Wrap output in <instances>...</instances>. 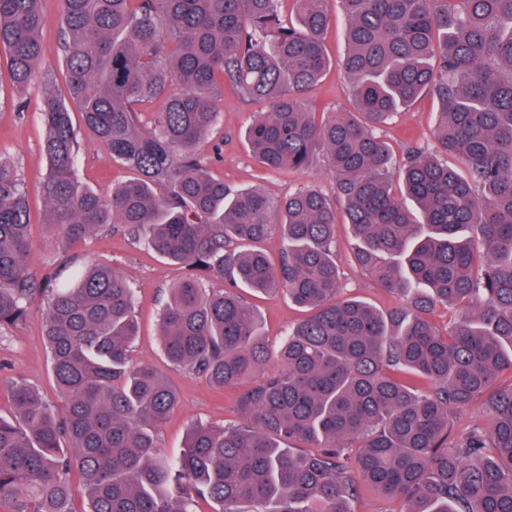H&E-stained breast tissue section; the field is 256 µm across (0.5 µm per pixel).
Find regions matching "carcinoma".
<instances>
[{
  "label": "carcinoma",
  "instance_id": "carcinoma-1",
  "mask_svg": "<svg viewBox=\"0 0 512 512\" xmlns=\"http://www.w3.org/2000/svg\"><path fill=\"white\" fill-rule=\"evenodd\" d=\"M282 2L60 0L64 98L39 69L41 0H0L13 87L42 91L49 242L65 251L123 225L185 270L159 316L168 366L220 395L252 381L239 422H198L178 459L161 454L180 398L162 371L132 364L134 288L94 261L64 283L42 274L24 177L0 154V327L42 310L60 398L8 382L9 512H76L79 491L85 512H196L198 498L220 512H353L363 486L401 512H512V383H500L512 371V0H336L352 110L320 114L306 94L329 66L328 0H292L288 17ZM226 84L268 106L244 131L254 157L320 166L335 197L307 185L272 199L212 174L194 149ZM160 97L164 111H144ZM424 97L438 106L436 149L409 145L399 162L381 127ZM71 104L134 180L103 193L77 179ZM340 222L355 265L405 305L383 314L341 296ZM275 228L276 265L260 247ZM245 289L308 312L274 352ZM438 305L463 309L444 334L428 319ZM477 402L486 427L453 435Z\"/></svg>",
  "mask_w": 512,
  "mask_h": 512
}]
</instances>
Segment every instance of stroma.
<instances>
[{"label":"stroma","mask_w":512,"mask_h":512,"mask_svg":"<svg viewBox=\"0 0 512 512\" xmlns=\"http://www.w3.org/2000/svg\"><path fill=\"white\" fill-rule=\"evenodd\" d=\"M332 22L325 35V49L332 62L323 81L309 95V103L318 112H346L351 108V89L340 76L339 63L345 54L344 18L339 9H332ZM219 123L214 131L200 141L195 152L208 162L214 176L225 185L237 189L257 185L267 194L279 197L296 187L312 183L325 193H332V182L325 173L314 171L279 172L262 167L251 155L242 131L259 111L256 103L244 101L232 88H225L217 103ZM43 103L38 86L24 94H16L4 57L0 56V152L14 158L25 178L30 207L31 239L40 265L56 263L49 247L48 230L44 224L46 207L40 193V182L46 170L43 155ZM437 119L430 99H422L408 111L396 114L385 127L384 135L394 151H401L408 140L431 142ZM80 154L77 176L84 184L108 191L112 185L132 179L131 171L108 158L105 150L89 134L80 133ZM353 238L348 225L336 227V263L341 274L343 293L370 302L381 311L398 303L397 297L379 288L352 262ZM69 256L77 262L95 260L111 264L130 282L136 291L135 312L140 335L131 358L133 363L164 367L159 337V314L163 291L177 281L182 269L169 265L146 246L133 242L121 225L114 224L86 241L72 245ZM263 317V335L270 348H277L288 328L303 314L284 297H265L254 301ZM169 380L180 396V404L161 429L162 451L177 455L189 428L197 422L224 425L237 421L235 399L238 389L216 395L208 381L200 376L169 372ZM23 381L37 387L49 402H56L58 390L48 354L43 344V316L32 309L18 326L0 331V415L9 416L11 400L7 384Z\"/></svg>","instance_id":"stroma-1"}]
</instances>
